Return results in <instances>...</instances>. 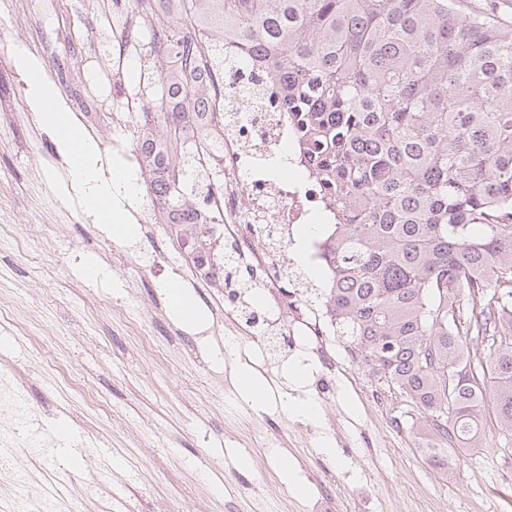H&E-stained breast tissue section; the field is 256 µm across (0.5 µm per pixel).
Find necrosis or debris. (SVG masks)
<instances>
[{"mask_svg":"<svg viewBox=\"0 0 512 512\" xmlns=\"http://www.w3.org/2000/svg\"><path fill=\"white\" fill-rule=\"evenodd\" d=\"M180 11L178 0H148L138 21ZM138 21L129 22L116 36L115 75L123 73L126 48ZM237 48L235 38L225 39L224 81L212 84L214 106L205 115L209 127L224 130V169L213 182L208 201L209 209L222 221L213 227L210 256L194 267L193 276L196 281H207L210 271L223 261L250 269L253 288L224 307V321L233 329L232 336L225 339L226 354L243 357L258 349L255 364L264 370L273 346L285 340L289 354L311 357L317 396L327 407L336 395L337 375L350 370L362 354L346 339L338 346H328L327 336L336 332L333 319L308 286L283 278L285 270L297 264L293 248L300 228L316 214L314 183L299 178L286 181L268 172L267 160L288 152L292 140L275 98L245 108L244 91L265 84L266 78L257 70L237 65Z\"/></svg>","mask_w":512,"mask_h":512,"instance_id":"1","label":"necrosis or debris"}]
</instances>
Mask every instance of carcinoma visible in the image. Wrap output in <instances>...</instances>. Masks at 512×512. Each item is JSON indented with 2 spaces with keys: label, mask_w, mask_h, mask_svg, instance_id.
<instances>
[{
  "label": "carcinoma",
  "mask_w": 512,
  "mask_h": 512,
  "mask_svg": "<svg viewBox=\"0 0 512 512\" xmlns=\"http://www.w3.org/2000/svg\"><path fill=\"white\" fill-rule=\"evenodd\" d=\"M281 86L294 148L334 229L320 289L388 388L417 412L422 454L512 436V25L458 0H179ZM208 89L171 68L137 148L151 198L211 251ZM164 133L157 135L153 127Z\"/></svg>",
  "instance_id": "carcinoma-1"
}]
</instances>
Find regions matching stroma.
Segmentation results:
<instances>
[{"mask_svg":"<svg viewBox=\"0 0 512 512\" xmlns=\"http://www.w3.org/2000/svg\"><path fill=\"white\" fill-rule=\"evenodd\" d=\"M127 21L115 0H32L0 12V99L30 102V79L13 59L24 46L57 84L55 61L97 71L112 60L113 35ZM54 51L45 59L43 48ZM141 47L128 51L120 79L88 87L99 112L125 111L141 98ZM58 136L30 130L23 112L0 123V371L39 422L56 421L79 444L40 447L42 431L22 430L21 448L0 461V501L23 490L73 492L87 512H309L319 495L313 476L329 469L345 493L335 512H512V442L464 453L459 469L433 468L418 446L417 416L401 396L386 415L363 406L358 385L368 366L339 377L337 401L348 419L342 446L329 415L294 416L291 399H315L312 377L292 367L269 372L225 356L229 333L214 286L192 278L187 252L173 249L153 223L145 175L132 212L152 233L114 239L60 191L67 179ZM36 224L29 241L24 227ZM96 263L101 276L87 278ZM190 291L205 312L188 326L173 316L165 286ZM257 373L262 403L242 396L237 379ZM402 423L388 433V419ZM284 430L292 452L260 461L258 432ZM334 455H326V448ZM309 493L296 495L292 482Z\"/></svg>","mask_w":512,"mask_h":512,"instance_id":"35a3bbf8","label":"stroma"}]
</instances>
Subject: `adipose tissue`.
<instances>
[{
    "mask_svg": "<svg viewBox=\"0 0 512 512\" xmlns=\"http://www.w3.org/2000/svg\"><path fill=\"white\" fill-rule=\"evenodd\" d=\"M30 94L42 109L41 121L60 134L59 151L68 162L69 188L77 194L80 205L110 225L114 237H133L137 227L129 221V208L138 197V187L121 159H113L109 174H102L96 144L58 107L53 86L42 79L31 81Z\"/></svg>",
    "mask_w": 512,
    "mask_h": 512,
    "instance_id": "adipose-tissue-1",
    "label": "adipose tissue"
}]
</instances>
